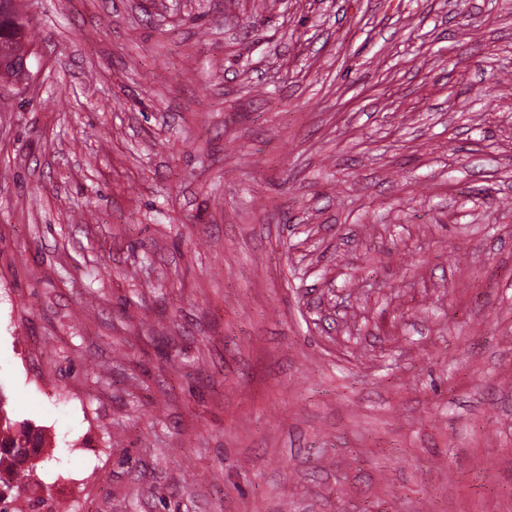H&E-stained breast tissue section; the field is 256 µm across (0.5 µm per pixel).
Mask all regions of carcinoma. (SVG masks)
<instances>
[{"label":"carcinoma","instance_id":"obj_1","mask_svg":"<svg viewBox=\"0 0 512 512\" xmlns=\"http://www.w3.org/2000/svg\"><path fill=\"white\" fill-rule=\"evenodd\" d=\"M28 427L9 417L0 398V512H22L14 489L28 485L37 468L28 457Z\"/></svg>","mask_w":512,"mask_h":512}]
</instances>
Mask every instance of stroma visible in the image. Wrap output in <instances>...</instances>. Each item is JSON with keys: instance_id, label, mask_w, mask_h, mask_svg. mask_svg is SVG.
Wrapping results in <instances>:
<instances>
[{"instance_id": "1", "label": "stroma", "mask_w": 512, "mask_h": 512, "mask_svg": "<svg viewBox=\"0 0 512 512\" xmlns=\"http://www.w3.org/2000/svg\"><path fill=\"white\" fill-rule=\"evenodd\" d=\"M14 7L18 507L512 512V0Z\"/></svg>"}]
</instances>
